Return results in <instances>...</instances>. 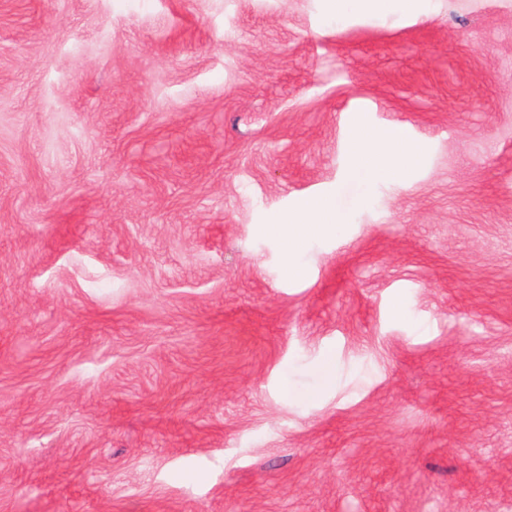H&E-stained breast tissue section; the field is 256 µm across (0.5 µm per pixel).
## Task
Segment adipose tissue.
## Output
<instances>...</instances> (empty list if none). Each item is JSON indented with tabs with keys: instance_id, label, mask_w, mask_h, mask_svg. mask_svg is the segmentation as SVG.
I'll use <instances>...</instances> for the list:
<instances>
[{
	"instance_id": "1",
	"label": "adipose tissue",
	"mask_w": 512,
	"mask_h": 512,
	"mask_svg": "<svg viewBox=\"0 0 512 512\" xmlns=\"http://www.w3.org/2000/svg\"><path fill=\"white\" fill-rule=\"evenodd\" d=\"M328 3L334 13L349 8L372 16L392 12L417 16L422 12L421 0H328ZM353 150L354 171L367 179L391 178L416 162V156L410 149L408 134L400 126L390 128L380 135L356 131ZM340 221L341 217L334 203L319 199L302 202L294 215L283 216L280 224L274 225L273 231L282 241L289 273L300 274L297 258L304 243Z\"/></svg>"
}]
</instances>
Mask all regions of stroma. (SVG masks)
<instances>
[{
    "label": "stroma",
    "mask_w": 512,
    "mask_h": 512,
    "mask_svg": "<svg viewBox=\"0 0 512 512\" xmlns=\"http://www.w3.org/2000/svg\"><path fill=\"white\" fill-rule=\"evenodd\" d=\"M0 512H512V0H0ZM331 12L341 13L347 8L365 15L378 16L398 12L404 16H418L423 13L422 0H327ZM354 172L366 179H388L416 162L406 130L392 127L378 135L356 130L353 140ZM341 217L334 203L328 199L303 201L294 215H284L280 224L273 225V232L280 237L289 273L298 275L297 263L304 243L322 234L331 224H341Z\"/></svg>",
    "instance_id": "1"
}]
</instances>
